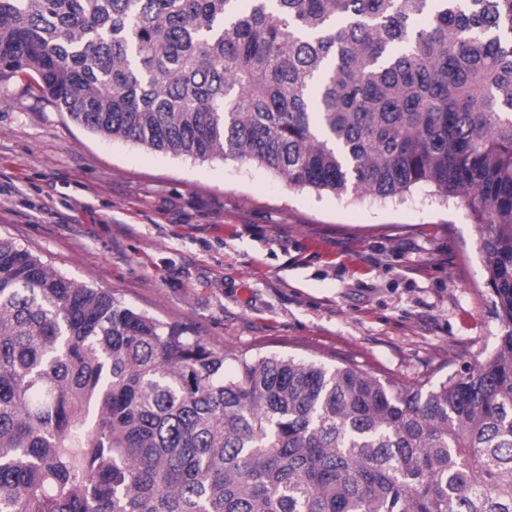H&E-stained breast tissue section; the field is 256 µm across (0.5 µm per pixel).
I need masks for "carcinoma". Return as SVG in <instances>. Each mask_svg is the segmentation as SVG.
<instances>
[{"label": "carcinoma", "mask_w": 512, "mask_h": 512, "mask_svg": "<svg viewBox=\"0 0 512 512\" xmlns=\"http://www.w3.org/2000/svg\"><path fill=\"white\" fill-rule=\"evenodd\" d=\"M99 136L461 197L503 332L442 381L224 354L0 237V512H512V0H0Z\"/></svg>", "instance_id": "carcinoma-1"}]
</instances>
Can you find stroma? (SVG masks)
<instances>
[{"mask_svg":"<svg viewBox=\"0 0 512 512\" xmlns=\"http://www.w3.org/2000/svg\"><path fill=\"white\" fill-rule=\"evenodd\" d=\"M0 234L229 357L411 384L502 331L462 199L319 194L104 138L23 76L0 84Z\"/></svg>","mask_w":512,"mask_h":512,"instance_id":"stroma-1","label":"stroma"}]
</instances>
